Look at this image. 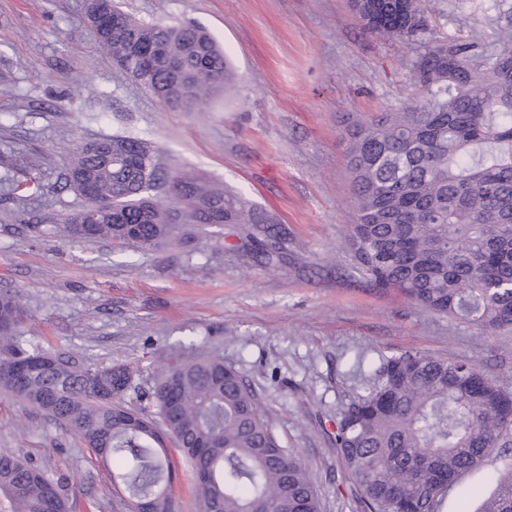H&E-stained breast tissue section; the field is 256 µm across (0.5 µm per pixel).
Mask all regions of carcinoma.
I'll list each match as a JSON object with an SVG mask.
<instances>
[{
    "label": "carcinoma",
    "instance_id": "obj_1",
    "mask_svg": "<svg viewBox=\"0 0 512 512\" xmlns=\"http://www.w3.org/2000/svg\"><path fill=\"white\" fill-rule=\"evenodd\" d=\"M431 0H371L382 22L365 28L418 45L412 79L419 95L397 108L344 120L353 194L347 248L356 270L378 291L396 290L412 304L469 323L489 338L512 335V26L489 42L439 37ZM183 60L204 61L182 92L159 70L144 87L161 102L194 109L230 77L224 53L202 28L136 23L109 3L96 41L135 79L140 70L121 39L120 23ZM159 175L150 142L112 137ZM84 172L97 195L120 213L130 234L105 214L99 224L67 220L86 242L112 240L158 247L174 234L169 213L189 224H244L245 205L201 175L174 172L168 202L132 187L130 174L108 167L83 145L65 172L75 188ZM256 254L271 260L268 228ZM16 298L0 292V388L76 431L112 464L129 504L175 509L171 442L187 458L199 512H320L321 495L307 466L283 447L261 394L217 356L201 352L163 364L153 376L146 417L127 405L138 369L80 366L26 349ZM512 447V391L469 361L404 351L380 360L336 421V448L365 512H440L463 474L496 448ZM0 503L6 512H67L65 484L32 462L0 454ZM478 512H512V465Z\"/></svg>",
    "mask_w": 512,
    "mask_h": 512
}]
</instances>
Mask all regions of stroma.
<instances>
[{
    "instance_id": "obj_1",
    "label": "stroma",
    "mask_w": 512,
    "mask_h": 512,
    "mask_svg": "<svg viewBox=\"0 0 512 512\" xmlns=\"http://www.w3.org/2000/svg\"><path fill=\"white\" fill-rule=\"evenodd\" d=\"M148 24L203 27L232 79L194 110L162 105L97 47L86 0H0V290L26 344L140 372L130 407L152 414L160 363L204 346L264 397L303 458L322 512H363L334 446L336 420L381 356L421 351L479 364L512 388V354L473 326L373 290L347 252L352 196L342 120L413 92L414 45L367 33L348 0H120ZM436 35L491 39L497 0H437ZM150 142L161 171H195L240 196L283 239L266 263L247 224H208L144 250L57 228L84 200L63 174L76 144ZM64 479L71 512H128L112 468L81 436L0 389V454ZM505 457L449 488L441 512H477Z\"/></svg>"
}]
</instances>
